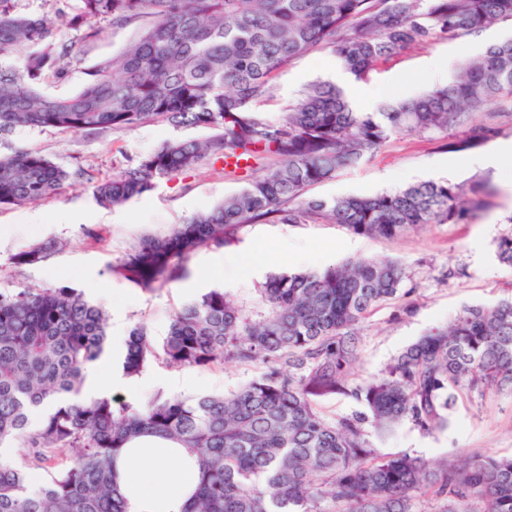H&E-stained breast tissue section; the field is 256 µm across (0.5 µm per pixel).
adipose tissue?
I'll return each instance as SVG.
<instances>
[{
    "label": "adipose tissue",
    "mask_w": 512,
    "mask_h": 512,
    "mask_svg": "<svg viewBox=\"0 0 512 512\" xmlns=\"http://www.w3.org/2000/svg\"><path fill=\"white\" fill-rule=\"evenodd\" d=\"M196 472V465L152 439L124 449L117 466L129 512H181Z\"/></svg>",
    "instance_id": "obj_1"
}]
</instances>
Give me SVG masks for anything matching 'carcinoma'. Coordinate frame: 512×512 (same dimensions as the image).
<instances>
[{
  "label": "carcinoma",
  "instance_id": "1",
  "mask_svg": "<svg viewBox=\"0 0 512 512\" xmlns=\"http://www.w3.org/2000/svg\"><path fill=\"white\" fill-rule=\"evenodd\" d=\"M17 0H0V133L51 127L70 133L134 129L166 121L204 127L203 140L163 143L111 178L93 181L46 157L0 158V205L22 206L58 193L76 176L93 182L95 200L121 206L157 181L223 161L256 174L214 209L165 238L139 243L142 282L170 277L172 260L200 245H222L247 224L325 219L390 239L426 224L468 221L481 207L478 186L433 181L375 195L304 200L311 185L374 155L397 132L446 131L512 97V40L459 61L453 80L380 108L355 112L343 90L309 85L277 120L252 108L272 96L292 60L320 45L360 79L373 67L436 38L454 41L512 18V0H65L52 16L31 18ZM146 24L124 52L87 72L74 94L50 96L39 84L64 75L73 45L59 38L94 20ZM47 256L35 244L15 256ZM512 268V230L497 241ZM405 267L359 259L322 270L269 277L248 307L212 290L177 312L162 344L176 367L209 368L261 360L268 371L229 394L191 400L156 395L140 406L81 399L88 372L109 348L106 311L67 289L0 293V512H128L115 458L151 435L196 457L198 479L182 512H418L431 493L439 512H512V456L472 455L461 465L409 453L382 454L367 439L405 420L426 432L448 426L461 398L512 391V295L467 306L446 326L407 346L377 377L351 386L356 326L373 309L409 296ZM155 356L144 329H132L124 373L136 376ZM343 395L362 405L331 418L316 397ZM24 448L22 462L1 450ZM66 448L70 466L55 468ZM47 470L39 483L33 473Z\"/></svg>",
  "mask_w": 512,
  "mask_h": 512
}]
</instances>
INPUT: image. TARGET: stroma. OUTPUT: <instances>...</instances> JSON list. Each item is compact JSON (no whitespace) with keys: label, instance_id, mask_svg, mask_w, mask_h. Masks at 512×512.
<instances>
[{"label":"stroma","instance_id":"obj_1","mask_svg":"<svg viewBox=\"0 0 512 512\" xmlns=\"http://www.w3.org/2000/svg\"><path fill=\"white\" fill-rule=\"evenodd\" d=\"M138 28L135 22L104 26L100 39L91 44L81 42L78 32H67V40L76 44V59L61 78L47 80L43 92L65 96L78 91L87 71L119 55ZM510 38L509 19L464 39L433 40L380 63L363 80L364 85L379 90L364 109L378 111L385 102L429 87L425 72L432 59L444 60V76L449 79L460 58ZM335 59V52L326 47L297 57L276 78L272 97L256 102V109L269 118H279L309 84L332 80L323 64ZM490 109L496 114L493 130L467 150L453 152L447 147L448 142L467 137L464 125L445 133L395 134L372 157L304 193L308 200L331 199L394 190L420 181L464 187L477 181L488 183L495 193L470 223L429 224L393 239L358 234L322 219L248 224L224 246L192 251L184 275L147 288L128 265L139 241L164 236L174 225L219 205L225 196L245 186V178L225 174L218 165H205L161 179L152 191L114 208L95 201L90 183L74 180L53 198L24 206L0 205V292L66 288L81 293L105 309L111 336L129 335L140 325L158 347L175 312L211 290L225 288V281L233 283L227 288L229 295L247 302L266 276L291 272L282 246L307 248L311 253L308 265L313 269L361 258L394 259L406 267L414 292L384 303L359 323V361L348 381L361 382L379 375L409 344L430 328L448 323L464 307L490 304L512 294V269L496 257L498 238L512 228L507 224L512 216V154H501L484 167L469 163L497 144L512 142V99L491 104ZM208 134L203 127L176 128L162 122L79 134L27 126L0 133V157L38 153L68 171L87 169L101 179L163 142L202 140ZM33 211L42 215L41 223H28ZM36 242L49 246L47 258L31 265L15 264V256ZM267 369L261 362L171 367L157 357L125 386L113 387L107 379L102 385L114 403L137 406L157 394L178 399L228 394ZM372 444L384 454L407 452L457 464L475 453L511 456L512 392L458 400L445 430L428 433L405 421L392 435L373 439Z\"/></svg>","mask_w":512,"mask_h":512}]
</instances>
